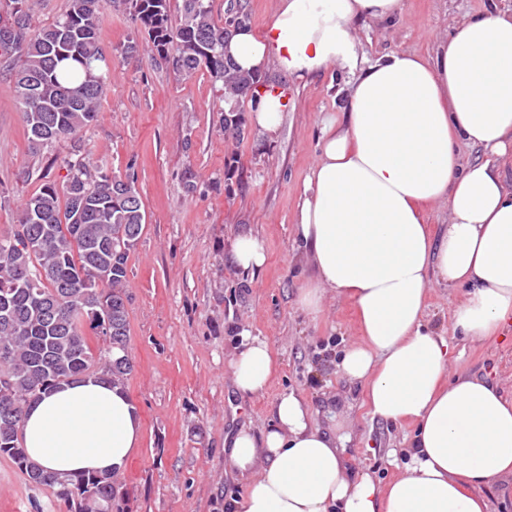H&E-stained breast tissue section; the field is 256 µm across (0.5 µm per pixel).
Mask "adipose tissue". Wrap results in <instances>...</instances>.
Here are the masks:
<instances>
[{
	"label": "adipose tissue",
	"mask_w": 512,
	"mask_h": 512,
	"mask_svg": "<svg viewBox=\"0 0 512 512\" xmlns=\"http://www.w3.org/2000/svg\"><path fill=\"white\" fill-rule=\"evenodd\" d=\"M404 9V0H276L265 30L236 28L224 45L251 74H350L293 214L314 270L298 303L311 316L330 293L355 304L361 340L341 370L365 386L373 416L416 426L405 474L382 488L351 478L335 438L299 397L281 395L270 429H240L226 449L247 482L233 512H486L478 488L512 479V400L485 378H449L448 344L426 324L433 283L461 291L455 333L489 338L512 324V6L493 0L454 20L430 53L363 58L358 24ZM287 109L282 92L261 90L254 128L276 137ZM464 145L481 158L463 160ZM443 204L448 226L437 235L427 210ZM272 364L266 340L247 341L229 360L236 391L263 392ZM21 432L29 458L59 476L118 475L142 421L121 387L88 377L31 402Z\"/></svg>",
	"instance_id": "adipose-tissue-1"
}]
</instances>
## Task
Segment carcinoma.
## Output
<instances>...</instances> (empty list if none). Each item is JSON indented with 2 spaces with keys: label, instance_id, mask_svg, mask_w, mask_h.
<instances>
[{
  "label": "carcinoma",
  "instance_id": "obj_1",
  "mask_svg": "<svg viewBox=\"0 0 512 512\" xmlns=\"http://www.w3.org/2000/svg\"><path fill=\"white\" fill-rule=\"evenodd\" d=\"M16 31L0 37V56H18L13 89L27 139L35 152L97 120L111 73L98 40L102 9L112 0H68L50 23L34 26L28 0H11ZM145 35L147 48L186 77L205 70L221 83L224 136L240 141L247 129L239 99L254 93L256 77L224 59V41L248 20L231 0L224 14L213 0H182L174 24L170 0H123ZM62 184L46 181L22 204L15 230L0 238V454L35 487L51 489L69 512H111L116 476L79 472L60 479L23 446L24 408L60 384L95 376L124 385L133 370L128 356V260L146 215L134 179L90 163L80 147L59 161ZM106 348L94 353L88 334Z\"/></svg>",
  "mask_w": 512,
  "mask_h": 512
}]
</instances>
